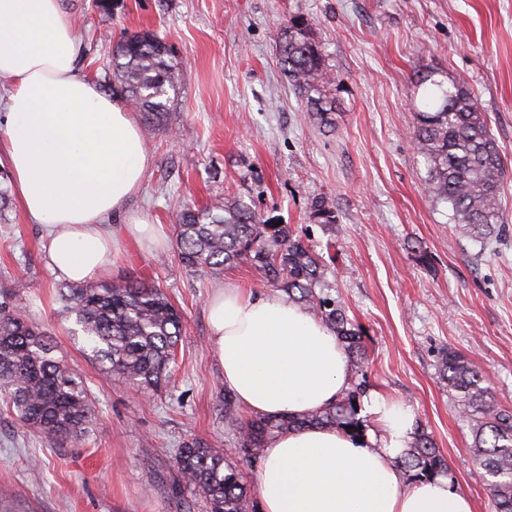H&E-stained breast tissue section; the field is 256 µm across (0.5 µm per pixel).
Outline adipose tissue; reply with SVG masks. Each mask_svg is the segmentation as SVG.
<instances>
[{"instance_id": "ef3b65f1", "label": "adipose tissue", "mask_w": 512, "mask_h": 512, "mask_svg": "<svg viewBox=\"0 0 512 512\" xmlns=\"http://www.w3.org/2000/svg\"><path fill=\"white\" fill-rule=\"evenodd\" d=\"M78 48L62 0H0V80L9 84L0 147L27 220L47 228V263L61 279L102 277L120 217L137 243L157 228L128 204L151 164L123 104L78 77ZM208 319L224 388L251 414L302 417L350 386L335 331L283 294L212 295ZM363 434L309 427L271 438L258 463V512H475L447 477L406 483L394 461L413 443L410 406L380 394Z\"/></svg>"}]
</instances>
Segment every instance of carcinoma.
I'll list each match as a JSON object with an SVG mask.
<instances>
[{
  "instance_id": "1",
  "label": "carcinoma",
  "mask_w": 512,
  "mask_h": 512,
  "mask_svg": "<svg viewBox=\"0 0 512 512\" xmlns=\"http://www.w3.org/2000/svg\"><path fill=\"white\" fill-rule=\"evenodd\" d=\"M170 48L157 36L134 34L117 44L113 78L123 86L134 108L154 130L168 129L170 93L178 88L179 71ZM279 63L323 127L334 125L336 96L322 47L305 22L293 19L281 29ZM424 109L415 110L413 139L425 162L430 198L451 211L465 235L483 245L503 229L500 184L504 162L489 131L485 113L466 83L437 81L434 72L417 75ZM310 214L325 226L336 224L331 202L318 198ZM178 257L191 271L216 274L226 265L247 264L262 281L280 288L334 330L353 366L361 369L365 349L362 331L347 316L341 300L317 291L325 264L290 225L262 221L245 203L216 199L201 209L186 208L175 216ZM72 335L83 341L89 359L122 384L151 393L168 381L184 319L164 291L146 280L86 283L61 294ZM448 391L460 402L472 426L475 461L491 477L488 495L493 512H512V413L503 409L485 386L484 376L452 349L442 357ZM365 379L353 378L336 403L301 418L251 417L241 420L233 397L219 387L228 432L249 461H258L272 437L307 427L363 430L358 403ZM0 400L20 424L55 442L80 443L96 406L84 382L54 354L47 333L21 312L0 303ZM401 464L417 477L437 475L445 466L439 450L418 431ZM178 470L207 512H254L250 490L240 474L224 465V454L194 438L177 455Z\"/></svg>"
}]
</instances>
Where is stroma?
I'll use <instances>...</instances> for the list:
<instances>
[{
    "label": "stroma",
    "mask_w": 512,
    "mask_h": 512,
    "mask_svg": "<svg viewBox=\"0 0 512 512\" xmlns=\"http://www.w3.org/2000/svg\"><path fill=\"white\" fill-rule=\"evenodd\" d=\"M79 47L78 74L127 102L112 79V50L154 33L175 50L181 74L171 133L144 131L151 156L129 207L157 223L165 246L129 239L120 219L119 255L108 280H152L185 318L169 383L147 395L103 374L68 333L42 225L25 218L16 194L0 224V302L50 332L56 356L95 401L90 433L75 446L20 427L0 404V512H205L176 463L182 443L221 441L226 463L254 485L256 464L230 442L218 402L221 371L206 306L231 282L258 291L248 265L221 274L180 269L173 214L216 197L248 204L264 220L302 230L318 253L335 242L324 291L341 298L364 331L363 373L371 391L410 405L441 452L452 486L476 512H491L472 432L440 374L444 349L459 351L512 411V0H65ZM297 17L320 43L340 103L334 129L303 109L277 61L280 27ZM469 84L507 159L506 230L487 247L463 237L425 193L418 155V72ZM332 201L337 222L310 215ZM29 287L16 291L18 279Z\"/></svg>",
    "instance_id": "stroma-1"
}]
</instances>
